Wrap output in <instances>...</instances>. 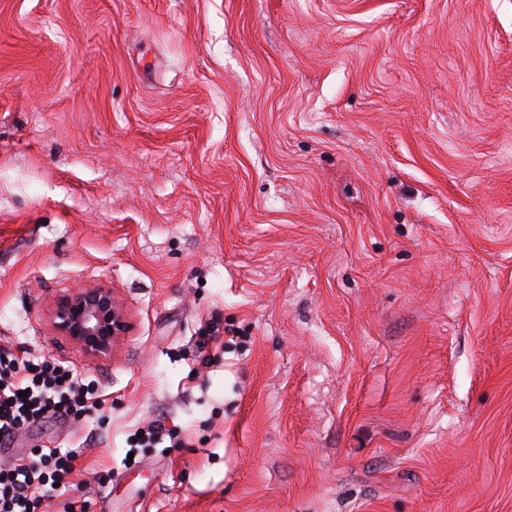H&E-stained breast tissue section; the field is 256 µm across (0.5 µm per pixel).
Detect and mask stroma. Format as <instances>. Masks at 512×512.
Returning <instances> with one entry per match:
<instances>
[{
  "mask_svg": "<svg viewBox=\"0 0 512 512\" xmlns=\"http://www.w3.org/2000/svg\"><path fill=\"white\" fill-rule=\"evenodd\" d=\"M0 348L42 512H512V0H0ZM50 318L58 335L93 357L111 354L128 327L112 289L102 286L73 288L55 300ZM22 353L0 350L1 447L10 445L36 422L76 418L101 405L99 397H93L95 393L75 381L65 368L45 360L35 362L30 353ZM21 391H27V397H19Z\"/></svg>",
  "mask_w": 512,
  "mask_h": 512,
  "instance_id": "35a3bbf8",
  "label": "stroma"
}]
</instances>
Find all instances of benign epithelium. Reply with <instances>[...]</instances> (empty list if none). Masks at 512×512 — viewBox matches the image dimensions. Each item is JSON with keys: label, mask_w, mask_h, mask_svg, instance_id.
I'll return each mask as SVG.
<instances>
[{"label": "benign epithelium", "mask_w": 512, "mask_h": 512, "mask_svg": "<svg viewBox=\"0 0 512 512\" xmlns=\"http://www.w3.org/2000/svg\"><path fill=\"white\" fill-rule=\"evenodd\" d=\"M50 318L58 335L93 357L111 354L128 327L112 289L102 286H79L57 298Z\"/></svg>", "instance_id": "7a95c632"}]
</instances>
